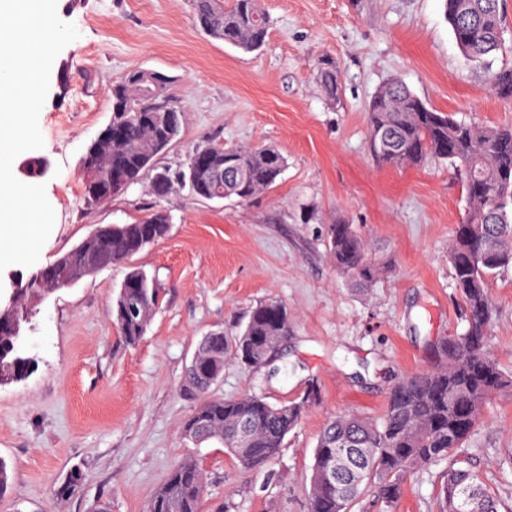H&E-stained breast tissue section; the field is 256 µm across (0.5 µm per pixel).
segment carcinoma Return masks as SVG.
Wrapping results in <instances>:
<instances>
[{
    "instance_id": "carcinoma-1",
    "label": "carcinoma",
    "mask_w": 512,
    "mask_h": 512,
    "mask_svg": "<svg viewBox=\"0 0 512 512\" xmlns=\"http://www.w3.org/2000/svg\"><path fill=\"white\" fill-rule=\"evenodd\" d=\"M445 16L462 52L482 64L503 44L499 0H445ZM196 24L217 40L246 52L261 49L269 31V18L259 0H194ZM318 78L328 94L338 95L336 69H320ZM491 90L512 99V69L492 74ZM165 101L180 111L167 92V79L143 83L132 76L112 89V123L117 136L92 159L95 171L112 172L135 182L158 157L160 130L152 120L149 103ZM370 150L378 162L393 166L418 164L427 158L448 162L457 172L468 168L471 178L462 182L467 209L448 245L455 288L465 307L468 323L459 336L461 346L451 356L427 370L403 377L388 395L385 414L373 419L344 412L328 420L314 448L306 490V512H353L366 496L391 507L403 493L405 477L434 462L448 460L440 487L442 512H501L505 504L484 484L481 476L459 465L458 456L477 426L490 399L512 393L498 360L487 350L485 338L496 305L490 278L512 266V125L482 126L454 119L428 107L405 83L383 84L368 105ZM213 161L224 167L238 165L248 176L237 187V199L248 201L270 190L286 167L275 149L248 144L205 146ZM170 231V216L153 210L132 224L98 227L97 247L107 260L120 264L144 250V234L159 242ZM370 243L354 225L330 226L328 256L336 270L363 288L373 285L382 266L370 258ZM55 286L33 288L22 284L12 310L0 308V376L13 383L26 379L33 360L23 354L22 337L5 333L10 317L30 323L36 314L35 296L49 297ZM160 301L154 278L138 267L126 273L112 307L113 323L129 346L144 336ZM292 328V314L278 300L252 308L237 333L204 336L195 351V362L185 371L183 386L195 399L183 425L190 441L200 445L217 442L247 470L268 472L280 456L285 440L300 424L303 413H277L276 404L256 394L216 398L210 388L233 361L250 367L256 357L244 344L255 339L267 349L278 346ZM367 448L369 454L351 464L344 479L328 484L320 472L342 448ZM76 469L57 489L69 498L82 484ZM206 483L193 459L176 463L147 505V512H202Z\"/></svg>"
}]
</instances>
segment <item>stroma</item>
Returning <instances> with one entry per match:
<instances>
[{
	"label": "stroma",
	"instance_id": "1",
	"mask_svg": "<svg viewBox=\"0 0 512 512\" xmlns=\"http://www.w3.org/2000/svg\"><path fill=\"white\" fill-rule=\"evenodd\" d=\"M269 20L261 50L246 53L201 31L193 0H58L79 37L57 56L39 115L48 161L40 181L55 212L39 265L96 226L130 224L149 210L171 217L168 237L60 289L37 307L23 352L35 368L0 386V459L8 488L0 512H144L170 467L197 460L206 512H305L316 439L334 414L381 415L391 386L428 366L430 339L462 332L448 242L465 214L454 169L432 159L396 168L369 149L367 105L398 79L432 108L483 126L512 124V103L489 88L512 66V0H503L505 47L487 64L469 61L444 16L443 0H260ZM341 85L329 100L324 64ZM135 70L165 75L183 112L184 135L155 170H185L196 146L259 144L287 165L267 193L198 200L188 189L159 198L155 170L96 206L83 199L80 161L112 118V88ZM356 225L386 270L372 287L341 276L327 254L330 224ZM155 276L160 306L128 346L112 323V300L129 268ZM497 312L487 348L512 374V270L490 283ZM276 299L293 330L271 362L226 364L212 387L283 402L310 382L321 388L291 432L272 474L244 471L224 446L194 444L183 424L194 400L183 375L202 339L231 335L256 304ZM503 501L512 500V395L494 398L461 452ZM72 497L58 487L72 469ZM447 462L405 479L396 508L364 498L354 512H440Z\"/></svg>",
	"mask_w": 512,
	"mask_h": 512
}]
</instances>
